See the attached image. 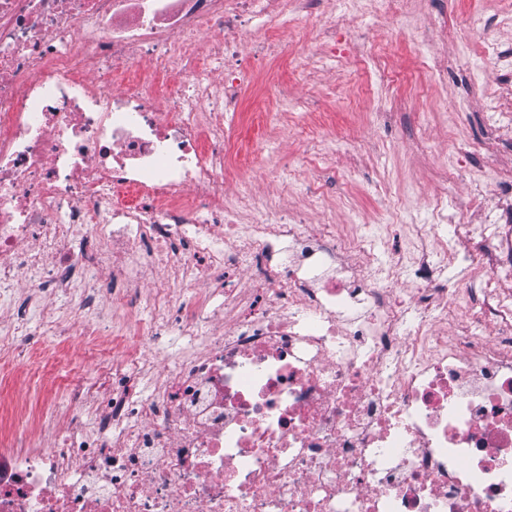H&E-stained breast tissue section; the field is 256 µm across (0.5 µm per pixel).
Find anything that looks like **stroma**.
<instances>
[{
  "mask_svg": "<svg viewBox=\"0 0 512 512\" xmlns=\"http://www.w3.org/2000/svg\"><path fill=\"white\" fill-rule=\"evenodd\" d=\"M504 8V0H405L399 14L377 17L356 6L343 8L338 0H312L303 27L272 23V37L287 45L288 54L259 67L288 89L279 99L283 124L258 118L261 90L251 87L239 130L243 146L279 156L290 174L291 206L306 205L302 189L315 179L336 223L358 221L360 214L393 203L400 207L401 223H429L433 199L443 196L456 205L486 166L512 171V138L488 151H460L461 144L485 140L488 109L481 93L512 97V74L502 75L486 54L490 44L512 43V25L496 19ZM340 22L350 46L341 57L322 37ZM310 47L326 61L309 79L292 60ZM431 50L448 56L443 81L430 74ZM389 99L400 107L384 127L375 114ZM317 116L328 128L326 141L358 153L350 175L330 167L319 152L322 141L292 135V128Z\"/></svg>",
  "mask_w": 512,
  "mask_h": 512,
  "instance_id": "obj_1",
  "label": "stroma"
}]
</instances>
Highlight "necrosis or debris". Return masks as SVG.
<instances>
[{"mask_svg": "<svg viewBox=\"0 0 512 512\" xmlns=\"http://www.w3.org/2000/svg\"><path fill=\"white\" fill-rule=\"evenodd\" d=\"M309 2L0 0V348L129 363L17 395L0 512H512V222L476 242L437 199L378 265L374 225L311 223L240 153L245 58L285 52L255 22ZM257 165L275 194L226 198Z\"/></svg>", "mask_w": 512, "mask_h": 512, "instance_id": "necrosis-or-debris-1", "label": "necrosis or debris"}]
</instances>
